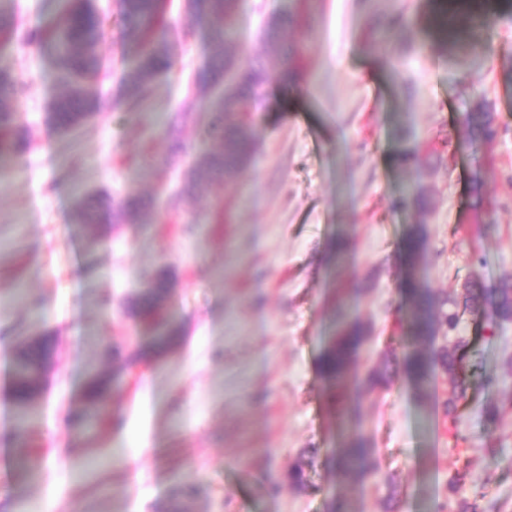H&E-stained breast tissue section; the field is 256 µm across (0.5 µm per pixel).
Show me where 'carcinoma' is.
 Listing matches in <instances>:
<instances>
[{
  "mask_svg": "<svg viewBox=\"0 0 512 512\" xmlns=\"http://www.w3.org/2000/svg\"><path fill=\"white\" fill-rule=\"evenodd\" d=\"M236 0H194L191 9L195 17L183 25L180 35L188 41L201 29H206L213 44V53L203 69L194 78V84L224 88L212 102V113L201 118L207 132L220 133L221 148L207 152L198 161V168L190 174V190H195L202 177L210 180L233 177L250 162L254 153L253 122L257 106L270 78V71L259 60L236 59L235 45L228 28ZM163 0H120V21L123 28L126 53L133 56L132 66L122 81L121 103L130 110L148 105L154 97V81L173 65L172 45L163 21ZM288 17L272 15L266 22L263 38L271 47L279 48L285 39ZM103 17L93 0H66L60 15L41 27L25 32L19 40L37 45L50 56L59 68L67 91L57 97L48 115V122L57 132L67 133L84 123L99 109L87 85L97 76L102 60L98 45L102 37ZM17 26L11 12L0 4V48L7 49L16 36ZM28 87L14 78L5 68L0 69V138L14 133L12 123L16 105L26 96ZM469 135L473 141H490L494 138L493 116L487 112H471L467 115ZM76 208L85 224H96L112 219L115 224L148 223L152 221L154 202L145 195H129L115 203L104 195H80ZM423 251L420 233L410 235L405 243V256L416 262ZM170 288L167 272L155 279L150 289L137 303V312L153 316L163 307ZM416 302L412 316L411 332L414 336L429 334L435 319L448 325V332L455 334L448 345L435 355L425 357L417 352L404 360L407 374L418 384L426 383L435 367L448 374V399L444 402L445 413L451 424H456L457 403L465 397L468 375L481 370L477 363L463 366L469 341L457 335L461 316L457 311L433 312V298L415 281L407 284ZM463 310L481 313L487 322L497 325L512 321V277L499 281L496 288L487 290L478 280L463 285L462 300H451ZM180 335L179 327L171 323L151 340L152 347L160 352L170 347ZM365 339V329L358 323L344 324L334 336L321 361L323 375L334 381L332 397L339 408H344L343 382L356 359L359 346ZM47 346L32 344L25 350L20 363L14 365L11 374V399L17 408H24L32 398L33 371L43 363ZM388 383L386 363L374 367L366 376L368 388ZM112 390V378L96 374L87 377L82 388L85 402L83 423H95L99 406ZM337 464L347 475L365 477L374 470L371 450L365 447L362 436H350L348 448L336 456ZM448 512H486L481 502L486 495L479 492L464 493L463 478L456 473L448 476Z\"/></svg>",
  "mask_w": 512,
  "mask_h": 512,
  "instance_id": "carcinoma-1",
  "label": "carcinoma"
}]
</instances>
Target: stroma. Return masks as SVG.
I'll return each instance as SVG.
<instances>
[{"label":"stroma","instance_id":"obj_1","mask_svg":"<svg viewBox=\"0 0 512 512\" xmlns=\"http://www.w3.org/2000/svg\"><path fill=\"white\" fill-rule=\"evenodd\" d=\"M434 2L241 0L237 56L272 73L256 149L236 176L193 196L187 176L220 145L198 124L214 95L192 86L206 37L174 42L152 109L125 111L118 0H96L109 68L88 91L105 107L67 135L47 122L65 91L53 62L28 45L0 56L29 86L18 106L28 147L0 154V512H335L340 501L349 512H432L457 472L491 512H512V411L483 417L512 391V322L490 330L462 317L483 373L458 437L440 406L447 374L434 370L420 388L401 366L416 346L409 278L440 302L465 280L491 289L512 277V0H484L488 21L454 44L429 22ZM274 13L295 21L290 84L260 37ZM469 112L492 113V143H470ZM173 122L186 150L165 167ZM101 190L153 196L152 222L82 223L76 195ZM414 231L424 252L412 269L403 246ZM163 267L181 336L139 356L153 324L130 305ZM353 321L366 339L344 391L375 464L361 483L336 465L352 427L320 372ZM34 334L49 337L53 364L20 436L9 370L19 337ZM447 343L437 328L416 347L431 355ZM385 357L390 384L364 391ZM94 370L114 377L110 418L81 437L72 419ZM297 463L300 488L288 481Z\"/></svg>","mask_w":512,"mask_h":512}]
</instances>
